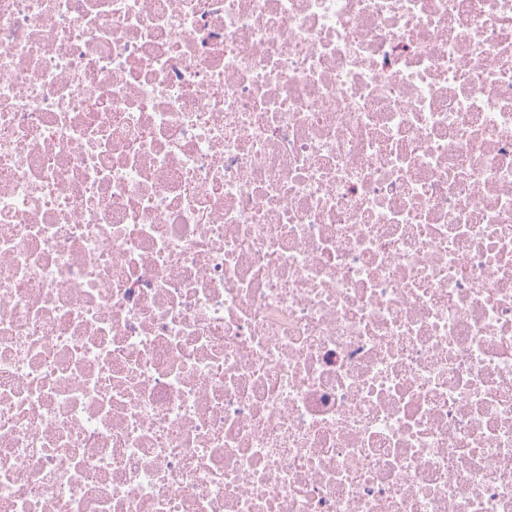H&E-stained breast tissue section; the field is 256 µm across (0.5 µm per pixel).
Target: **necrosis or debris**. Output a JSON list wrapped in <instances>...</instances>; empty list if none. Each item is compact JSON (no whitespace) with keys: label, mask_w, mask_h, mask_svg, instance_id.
Listing matches in <instances>:
<instances>
[{"label":"necrosis or debris","mask_w":512,"mask_h":512,"mask_svg":"<svg viewBox=\"0 0 512 512\" xmlns=\"http://www.w3.org/2000/svg\"><path fill=\"white\" fill-rule=\"evenodd\" d=\"M0 512H512V0H0Z\"/></svg>","instance_id":"necrosis-or-debris-1"}]
</instances>
